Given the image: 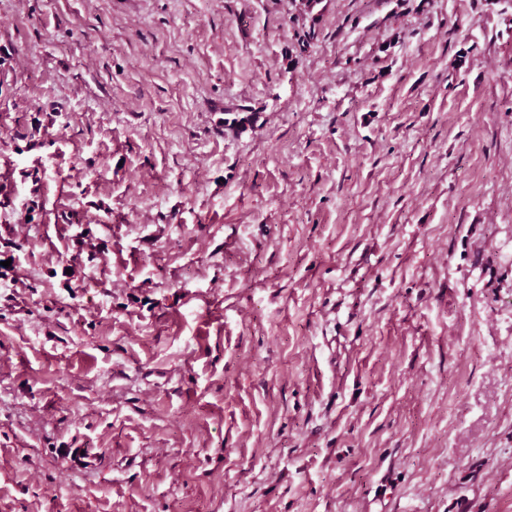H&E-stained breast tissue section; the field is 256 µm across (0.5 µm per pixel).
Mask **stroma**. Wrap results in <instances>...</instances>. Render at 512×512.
I'll return each instance as SVG.
<instances>
[{
  "instance_id": "1",
  "label": "stroma",
  "mask_w": 512,
  "mask_h": 512,
  "mask_svg": "<svg viewBox=\"0 0 512 512\" xmlns=\"http://www.w3.org/2000/svg\"><path fill=\"white\" fill-rule=\"evenodd\" d=\"M0 512H512V0H0Z\"/></svg>"
}]
</instances>
